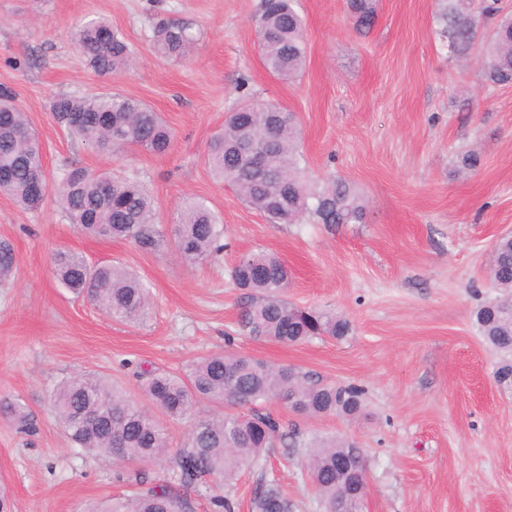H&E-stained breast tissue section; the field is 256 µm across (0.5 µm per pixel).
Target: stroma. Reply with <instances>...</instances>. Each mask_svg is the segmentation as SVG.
I'll use <instances>...</instances> for the list:
<instances>
[{"label": "stroma", "instance_id": "35a3bbf8", "mask_svg": "<svg viewBox=\"0 0 512 512\" xmlns=\"http://www.w3.org/2000/svg\"><path fill=\"white\" fill-rule=\"evenodd\" d=\"M261 0H0V87L9 88L44 147L50 181L72 166L108 168L146 187L162 232L184 197L203 200L224 226L226 247L187 267L173 246L83 236L54 198L29 212L0 195V240L15 271L0 283V400L19 402L33 431L0 415V491L11 512H83L170 477L168 465H126L80 452L58 426L51 395L81 373L112 379L147 404L140 369L182 371L225 350L290 365L322 383L366 391L353 417L270 411L304 442L346 438L363 448L364 512H512V394L494 378L501 361L475 323L498 291L486 277L495 241L512 231V84L491 86L484 58L449 59L437 29L443 0H378L359 31L346 0H297L308 46L298 77L264 67L253 23ZM108 20L135 53L129 71L101 76L74 44L77 25ZM187 23L189 55H156V19ZM116 92L150 105L173 131L162 155H121L82 145L49 110L60 94ZM279 104L301 128L305 175L350 183L359 224H271L206 164L211 137L243 100ZM481 155L469 178L456 156ZM60 249L137 273L151 309L139 323L111 321L56 281ZM267 251L291 271L286 298L327 307L352 327L342 340L256 341L238 326L244 291L230 272ZM302 447L273 451L229 483L249 512L260 477L277 478L298 512H324Z\"/></svg>", "mask_w": 512, "mask_h": 512}]
</instances>
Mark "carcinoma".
I'll list each match as a JSON object with an SVG mask.
<instances>
[{
	"label": "carcinoma",
	"mask_w": 512,
	"mask_h": 512,
	"mask_svg": "<svg viewBox=\"0 0 512 512\" xmlns=\"http://www.w3.org/2000/svg\"><path fill=\"white\" fill-rule=\"evenodd\" d=\"M357 26L369 29L375 21V0H348ZM486 19L483 42L484 76L492 84L512 83V14L500 0H447L439 31L450 57L465 58L474 50L479 30L474 18ZM265 68L280 78L298 73L305 65L307 44L303 19L294 0H262L254 19ZM157 51L166 57H183L194 42L190 27L160 19L153 28ZM76 47L91 68L110 75L128 68L133 51L123 35L102 18L85 21L77 32ZM50 111L58 123L84 144L114 151L135 146L151 154H164L173 133L160 113L149 105L121 94L59 95ZM28 118L8 89H0V195L32 210L40 205L34 182L49 185L66 220L82 235L132 240L145 249L162 243L156 228L153 198L137 182L112 172L76 167L63 179L49 183L40 143L27 135ZM247 139L270 145L267 171L256 176L238 164L237 150ZM297 118L287 109L258 103L251 112L239 106L225 119L224 128L210 142L207 165L213 174L235 187L240 197L263 213L271 224H298L306 216L319 224H357L363 219L350 185L338 180L318 188L302 176ZM460 170L474 173L480 157L473 151L457 156ZM172 241L189 264L206 261L224 249V225L199 200H190L174 218ZM12 246L0 240V281L13 273ZM53 273L63 288L99 307L120 322L141 319L148 308L150 289L139 278L112 263L89 264L75 252L60 250L52 261ZM236 285L247 291L238 324L256 340L285 345L328 336L342 339L350 322L332 310L302 308L285 298L288 265L274 253L243 256L232 270ZM488 280L505 297L482 306L475 314L485 342L506 359L495 372L498 386L512 392V235L496 240L488 265ZM151 404L172 420L184 419L199 401L232 407L195 420L184 444L170 446L161 423L139 408L105 379L91 374L61 382L52 396L58 424L75 447L119 462L171 463L174 481H166L127 498L114 499L88 512H194L191 493L212 480L228 482L244 466L258 464L274 448L297 447L296 434L262 405L278 401L305 416L357 414L365 391L355 384L337 386L313 381L292 366H275L230 349L194 361L183 373L152 372L144 388ZM0 413L22 429L32 422L23 406L0 400ZM347 458L354 479L366 482L362 449L347 439H323L308 445L307 467L324 502L325 512H363L364 497H346L345 477L339 462ZM213 512H235L237 502L229 493L210 498ZM296 506L277 480H262L251 500V512H295Z\"/></svg>",
	"instance_id": "1"
}]
</instances>
